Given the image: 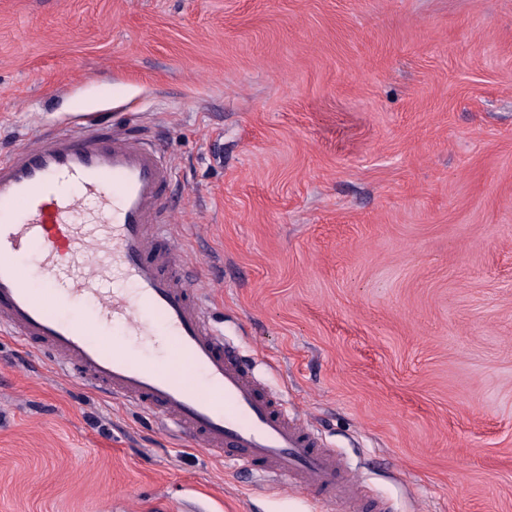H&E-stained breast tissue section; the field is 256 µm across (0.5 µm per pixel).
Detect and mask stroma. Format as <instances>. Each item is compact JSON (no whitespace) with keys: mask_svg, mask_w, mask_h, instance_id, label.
Wrapping results in <instances>:
<instances>
[{"mask_svg":"<svg viewBox=\"0 0 512 512\" xmlns=\"http://www.w3.org/2000/svg\"><path fill=\"white\" fill-rule=\"evenodd\" d=\"M134 120L212 319L386 512H512V0H0V151ZM344 512L0 333V512Z\"/></svg>","mask_w":512,"mask_h":512,"instance_id":"35a3bbf8","label":"stroma"}]
</instances>
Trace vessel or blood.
<instances>
[{
    "instance_id": "obj_1",
    "label": "vessel or blood",
    "mask_w": 512,
    "mask_h": 512,
    "mask_svg": "<svg viewBox=\"0 0 512 512\" xmlns=\"http://www.w3.org/2000/svg\"><path fill=\"white\" fill-rule=\"evenodd\" d=\"M172 168L143 136L104 116L47 131L0 161V327L46 350L88 388L145 408L216 458L274 476L347 512H384L307 423L289 417L224 342L166 206ZM39 249V297L20 264ZM92 300L84 319L59 299ZM118 330L109 344L96 329ZM167 337L168 368L128 341Z\"/></svg>"
}]
</instances>
